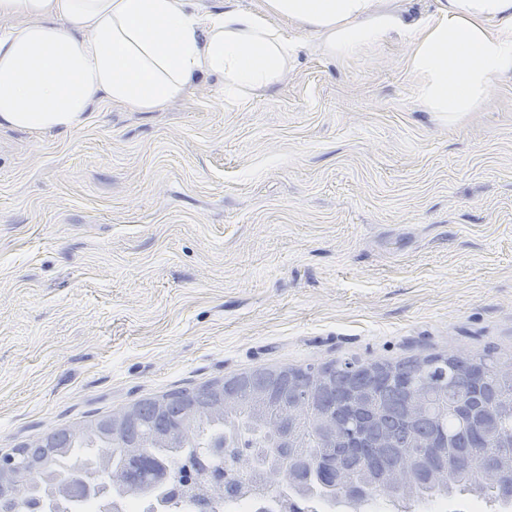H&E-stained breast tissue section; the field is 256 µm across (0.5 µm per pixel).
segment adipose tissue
I'll list each match as a JSON object with an SVG mask.
<instances>
[{"instance_id":"adipose-tissue-1","label":"adipose tissue","mask_w":512,"mask_h":512,"mask_svg":"<svg viewBox=\"0 0 512 512\" xmlns=\"http://www.w3.org/2000/svg\"><path fill=\"white\" fill-rule=\"evenodd\" d=\"M275 16L335 59L402 39L416 101L452 123L512 73V0H437L415 20L383 0H265L259 13L193 0H0V127L69 129L98 102L156 112L204 75L237 103L278 82L300 48Z\"/></svg>"}]
</instances>
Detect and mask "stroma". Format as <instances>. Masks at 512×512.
Wrapping results in <instances>:
<instances>
[{"label":"stroma","instance_id":"stroma-1","mask_svg":"<svg viewBox=\"0 0 512 512\" xmlns=\"http://www.w3.org/2000/svg\"><path fill=\"white\" fill-rule=\"evenodd\" d=\"M228 107L0 127V454L256 367L512 358V78L456 123L406 43Z\"/></svg>","mask_w":512,"mask_h":512}]
</instances>
